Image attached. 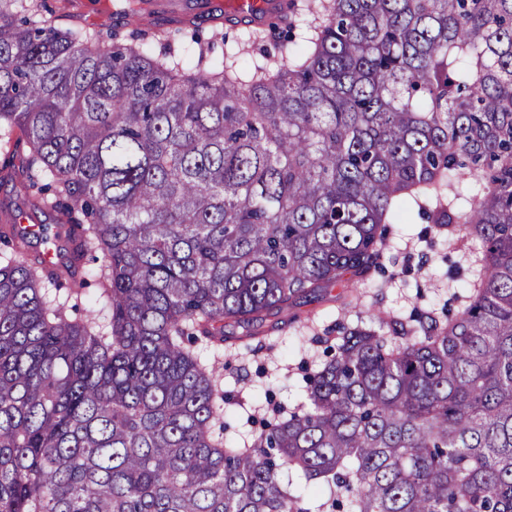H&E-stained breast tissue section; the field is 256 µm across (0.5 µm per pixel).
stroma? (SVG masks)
Listing matches in <instances>:
<instances>
[{
    "mask_svg": "<svg viewBox=\"0 0 512 512\" xmlns=\"http://www.w3.org/2000/svg\"><path fill=\"white\" fill-rule=\"evenodd\" d=\"M64 28L109 33L125 24L122 0H47ZM157 27L181 28L184 57H192L191 37L226 33V45L217 46L213 59L238 53L240 64L260 59L263 43H250L246 27L225 21L216 0H135ZM382 262L386 275L358 281L355 287L336 286L327 297L311 296L288 310L270 315L260 335L249 345L221 348L199 346L200 360L213 368L224 392V414L235 442L249 441L259 431L269 402L289 408L306 404L304 377L324 360L328 339L340 325L357 318L381 325L393 317L417 312L440 315L455 296H464L482 264L479 247L469 239H448L427 231L418 215L392 225Z\"/></svg>",
    "mask_w": 512,
    "mask_h": 512,
    "instance_id": "1",
    "label": "stroma"
}]
</instances>
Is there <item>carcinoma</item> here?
Segmentation results:
<instances>
[{
    "instance_id": "cac0c4a2",
    "label": "carcinoma",
    "mask_w": 512,
    "mask_h": 512,
    "mask_svg": "<svg viewBox=\"0 0 512 512\" xmlns=\"http://www.w3.org/2000/svg\"><path fill=\"white\" fill-rule=\"evenodd\" d=\"M127 17L105 44L0 0V512H512V0H283L246 69ZM411 204L479 244L464 304L357 319L231 441L198 344L382 269ZM90 263L106 331L45 293Z\"/></svg>"
}]
</instances>
